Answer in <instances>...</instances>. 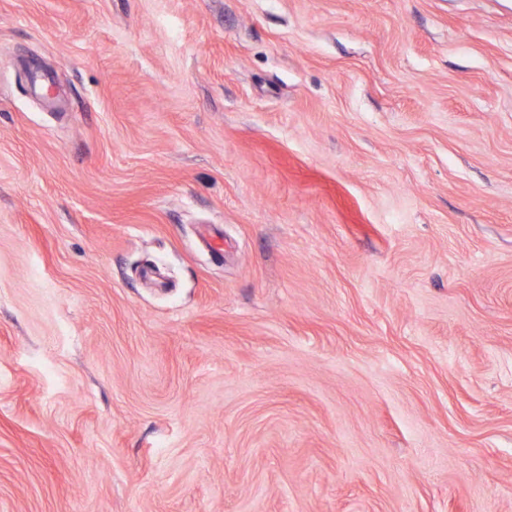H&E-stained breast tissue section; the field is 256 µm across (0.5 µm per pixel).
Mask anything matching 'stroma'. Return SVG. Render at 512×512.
I'll return each instance as SVG.
<instances>
[{
    "label": "stroma",
    "mask_w": 512,
    "mask_h": 512,
    "mask_svg": "<svg viewBox=\"0 0 512 512\" xmlns=\"http://www.w3.org/2000/svg\"><path fill=\"white\" fill-rule=\"evenodd\" d=\"M0 512H512V0H0Z\"/></svg>",
    "instance_id": "35a3bbf8"
}]
</instances>
